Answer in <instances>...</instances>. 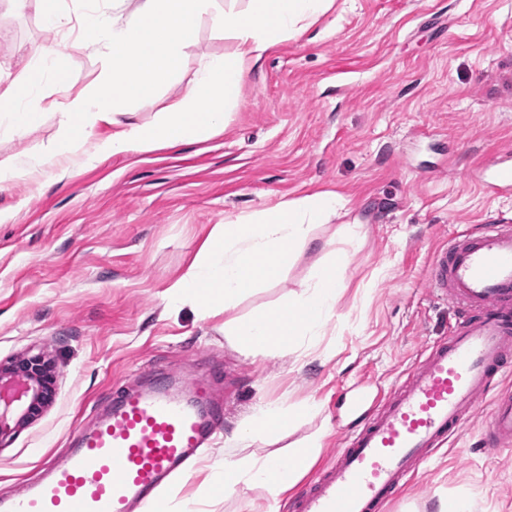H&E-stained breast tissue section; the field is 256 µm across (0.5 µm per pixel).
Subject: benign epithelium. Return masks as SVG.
<instances>
[{"instance_id":"benign-epithelium-1","label":"benign epithelium","mask_w":512,"mask_h":512,"mask_svg":"<svg viewBox=\"0 0 512 512\" xmlns=\"http://www.w3.org/2000/svg\"><path fill=\"white\" fill-rule=\"evenodd\" d=\"M13 382L23 383L25 394L18 408L0 412V447L18 428L38 419L53 403L57 386L55 364L41 353L1 362L0 384L5 386Z\"/></svg>"}]
</instances>
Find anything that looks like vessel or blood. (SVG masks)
Here are the masks:
<instances>
[{"instance_id": "1", "label": "vessel or blood", "mask_w": 512, "mask_h": 512, "mask_svg": "<svg viewBox=\"0 0 512 512\" xmlns=\"http://www.w3.org/2000/svg\"><path fill=\"white\" fill-rule=\"evenodd\" d=\"M482 170L485 192L512 190L506 159L492 157ZM428 282L456 309L455 323L397 388L351 401L360 428L289 512H384L410 474L478 414L488 452L512 447V390L495 389L512 372V225L453 237L434 251ZM223 420L207 374L119 387L109 413L76 428L48 477L0 499V512H152L161 487L188 472Z\"/></svg>"}]
</instances>
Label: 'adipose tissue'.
<instances>
[{"instance_id":"1","label":"adipose tissue","mask_w":512,"mask_h":512,"mask_svg":"<svg viewBox=\"0 0 512 512\" xmlns=\"http://www.w3.org/2000/svg\"><path fill=\"white\" fill-rule=\"evenodd\" d=\"M334 0H247L236 9L233 0H112L111 13L90 12L81 19L84 34L44 49L49 66L30 63L0 89V126L22 132L39 124L40 112L24 103L45 81L67 97L59 107L60 134L48 154L0 165V185L34 176L43 166L64 159L89 164L106 156L146 153L157 147L203 140L224 125L227 109L240 98L244 78L275 46L301 34L329 10ZM211 22L232 48L220 56L204 57L182 93L161 107L150 122L125 119L123 106L157 96L177 77L185 50L197 36L202 17ZM91 50L106 62L102 82L91 92L70 94L74 74L68 66L73 53ZM112 127L110 136L88 143L99 124ZM296 417L282 405H262L241 426L238 441L256 440L257 426L276 437ZM317 441L303 442L287 470L271 481L274 458L255 457L230 463L224 471L227 493L259 486L274 499L287 496L315 458Z\"/></svg>"}]
</instances>
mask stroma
I'll return each instance as SVG.
<instances>
[{"mask_svg": "<svg viewBox=\"0 0 512 512\" xmlns=\"http://www.w3.org/2000/svg\"><path fill=\"white\" fill-rule=\"evenodd\" d=\"M55 32L36 0H0V73L17 75ZM230 44L202 18L178 81L140 102L150 121ZM46 84L30 99L33 130L0 131V164L43 156L60 130ZM512 150V0H334L317 24L246 76L223 131L148 153L44 168L0 188V362L42 352L57 364L53 404L0 447V494L45 469L72 427L93 423L117 382L145 371L219 374L224 423L192 471L164 488V512H288L252 487L209 491L211 469L248 452L288 458L315 437L314 477L353 428L348 406L404 380L456 318L431 293V254L458 232L512 225V194L479 184L481 163ZM332 191L344 200L294 253L280 279L233 308L255 316L286 303L336 250L350 247L343 291L322 336L263 358L224 333L223 316L170 306L215 225ZM354 244H347L349 226ZM314 405L250 448L232 437L258 406ZM473 417L403 486L388 512H512V449L487 453Z\"/></svg>", "mask_w": 512, "mask_h": 512, "instance_id": "stroma-1", "label": "stroma"}]
</instances>
